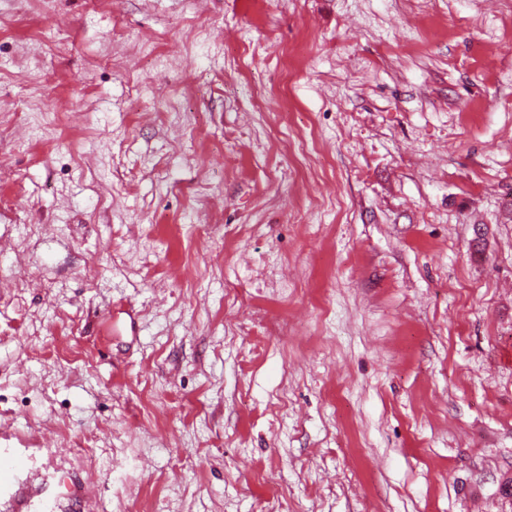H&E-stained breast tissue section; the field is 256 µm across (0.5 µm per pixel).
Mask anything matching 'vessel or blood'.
Masks as SVG:
<instances>
[{
	"label": "vessel or blood",
	"instance_id": "obj_1",
	"mask_svg": "<svg viewBox=\"0 0 512 512\" xmlns=\"http://www.w3.org/2000/svg\"><path fill=\"white\" fill-rule=\"evenodd\" d=\"M0 487L4 488L11 512H55L58 496L52 495L28 457L0 448Z\"/></svg>",
	"mask_w": 512,
	"mask_h": 512
}]
</instances>
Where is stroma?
<instances>
[{"instance_id": "obj_1", "label": "stroma", "mask_w": 512, "mask_h": 512, "mask_svg": "<svg viewBox=\"0 0 512 512\" xmlns=\"http://www.w3.org/2000/svg\"><path fill=\"white\" fill-rule=\"evenodd\" d=\"M512 0H0V448L99 512H512Z\"/></svg>"}]
</instances>
